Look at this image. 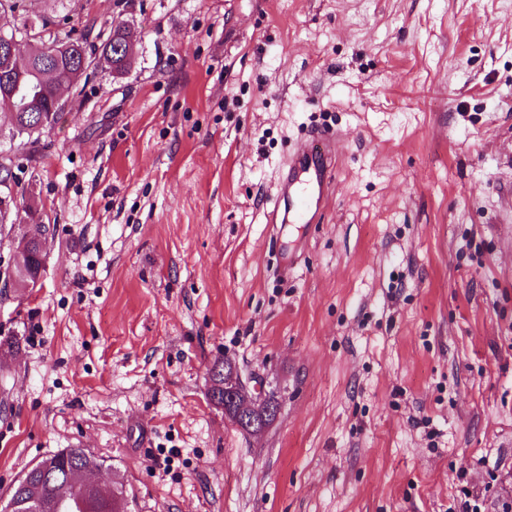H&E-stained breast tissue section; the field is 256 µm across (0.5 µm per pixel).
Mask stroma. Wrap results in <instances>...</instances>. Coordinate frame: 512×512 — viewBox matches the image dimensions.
I'll use <instances>...</instances> for the list:
<instances>
[{"mask_svg":"<svg viewBox=\"0 0 512 512\" xmlns=\"http://www.w3.org/2000/svg\"><path fill=\"white\" fill-rule=\"evenodd\" d=\"M93 64L11 186L56 235L0 294V502L81 446L131 512L512 502V0H23ZM340 139L318 223L272 229L293 146ZM280 413L207 399L218 359ZM136 37L131 27L118 25L112 28L108 37L101 43L99 47L88 44L87 38L84 36L72 37L68 36L66 40H53L50 45L46 46L43 41H36L31 45L32 52L38 51L40 53L39 60L45 48H58L62 53V62L67 67L70 66L71 71H75L81 64L84 66L83 58L86 60L84 71L87 70L91 63L92 55L102 57L112 68V52H114V44H121L128 40V38ZM83 62V63H82ZM80 75V77H81ZM27 236L17 243L21 265L13 272L12 288L27 290L34 288L44 270L49 240H26Z\"/></svg>","mask_w":512,"mask_h":512,"instance_id":"1","label":"stroma"}]
</instances>
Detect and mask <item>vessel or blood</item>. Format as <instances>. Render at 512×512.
<instances>
[{"label": "vessel or blood", "mask_w": 512, "mask_h": 512, "mask_svg": "<svg viewBox=\"0 0 512 512\" xmlns=\"http://www.w3.org/2000/svg\"><path fill=\"white\" fill-rule=\"evenodd\" d=\"M337 140L333 131L314 130L296 147L279 183L270 223L316 222L332 185Z\"/></svg>", "instance_id": "obj_1"}]
</instances>
